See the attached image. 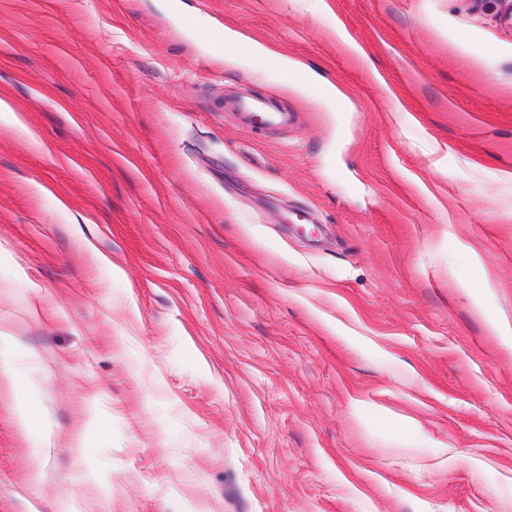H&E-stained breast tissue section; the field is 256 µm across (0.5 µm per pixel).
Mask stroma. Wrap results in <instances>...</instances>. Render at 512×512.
<instances>
[{"label":"stroma","mask_w":512,"mask_h":512,"mask_svg":"<svg viewBox=\"0 0 512 512\" xmlns=\"http://www.w3.org/2000/svg\"><path fill=\"white\" fill-rule=\"evenodd\" d=\"M178 2L0 0V512H512V0ZM234 108L241 122L244 125L260 123L264 127L285 126L290 121V113L278 112L270 107L266 99L251 97L248 99H239L234 102Z\"/></svg>","instance_id":"35a3bbf8"}]
</instances>
